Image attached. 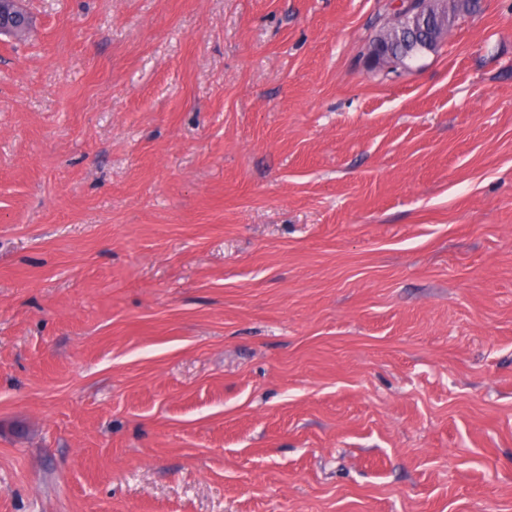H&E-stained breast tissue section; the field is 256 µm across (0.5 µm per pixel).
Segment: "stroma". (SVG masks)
Masks as SVG:
<instances>
[{
    "label": "stroma",
    "mask_w": 512,
    "mask_h": 512,
    "mask_svg": "<svg viewBox=\"0 0 512 512\" xmlns=\"http://www.w3.org/2000/svg\"><path fill=\"white\" fill-rule=\"evenodd\" d=\"M24 0L0 38V512H512V0ZM408 48V45L401 44L399 41L390 43L373 42L370 47L369 55L371 60L376 63L389 61L396 64Z\"/></svg>",
    "instance_id": "stroma-1"
}]
</instances>
